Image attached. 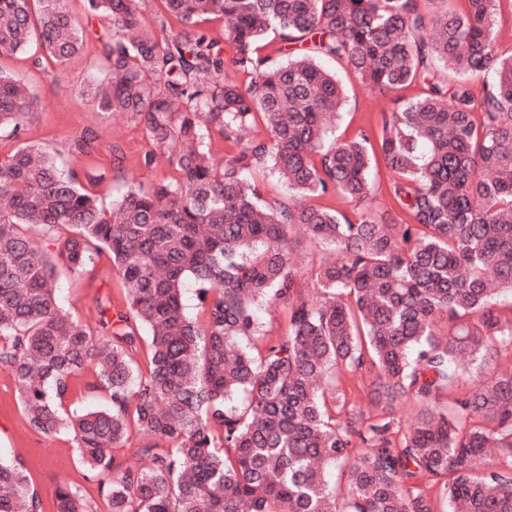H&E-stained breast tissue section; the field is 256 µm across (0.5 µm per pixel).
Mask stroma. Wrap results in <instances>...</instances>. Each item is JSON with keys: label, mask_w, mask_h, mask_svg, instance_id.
I'll list each match as a JSON object with an SVG mask.
<instances>
[{"label": "stroma", "mask_w": 512, "mask_h": 512, "mask_svg": "<svg viewBox=\"0 0 512 512\" xmlns=\"http://www.w3.org/2000/svg\"><path fill=\"white\" fill-rule=\"evenodd\" d=\"M69 8L75 21L87 29L86 44L79 55L65 65L41 68L33 64L28 54H13L0 58V66L18 75L41 99L42 111L29 125L27 140L41 145L59 162L73 164L77 172L96 167L107 169L106 179L95 186L94 192L100 202L108 205L130 183L147 185L171 174L172 169L163 161L145 167L143 155L150 144L143 127L126 114L97 111L83 94L90 77L105 70L98 42L103 25L101 21L89 20L83 0H69ZM326 66L336 72L346 91V105L336 127V137L344 140L361 132L377 135L382 115L393 109L395 96L371 92L346 64L330 60ZM89 129L99 136L98 152L71 160L70 141ZM58 287L64 307L90 326L95 325L98 317V300L108 299L116 306L125 302L121 278L105 253L96 258L82 277L61 275ZM0 456L23 462L41 496L43 512H56L55 493L64 484L80 487L92 512H102L104 502L98 486L86 481L72 441L64 436L47 438L28 428L14 379L3 369H0Z\"/></svg>", "instance_id": "1"}]
</instances>
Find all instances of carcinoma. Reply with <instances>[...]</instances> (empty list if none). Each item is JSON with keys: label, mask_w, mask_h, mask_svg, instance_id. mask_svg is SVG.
I'll use <instances>...</instances> for the list:
<instances>
[{"label": "carcinoma", "mask_w": 512, "mask_h": 512, "mask_svg": "<svg viewBox=\"0 0 512 512\" xmlns=\"http://www.w3.org/2000/svg\"><path fill=\"white\" fill-rule=\"evenodd\" d=\"M85 2L109 24L94 105L142 125L144 164L162 157L176 175L105 207L85 184L106 169L82 181L23 140L41 101L0 66V135L17 142L0 157V367L29 428L70 438L107 512H435L437 497L448 512H512V55L496 46L512 0L432 14L421 0H161L155 27L179 24L162 42L139 0ZM211 14L229 60L199 27ZM270 34L279 63L259 53ZM84 42L67 0H0V57L35 44V63L62 65ZM324 59L372 91L421 89L382 113L377 145L339 141L345 91ZM212 129L239 147L220 163ZM97 146L88 131L69 153ZM379 159L405 221L372 207ZM259 168L297 203L266 200ZM331 192L354 212L301 203ZM302 239L328 251L315 300L292 263ZM104 250L126 305L99 306L92 330L62 305L57 262L80 276ZM277 301L288 329L272 338L258 309ZM473 364V388L450 396ZM88 369L111 404L72 410ZM343 371L373 374L369 411L336 386ZM404 398L419 404L405 428ZM133 432L132 462L115 465ZM56 509L92 512L67 485ZM0 512H42L22 464L2 458Z\"/></svg>", "instance_id": "obj_1"}]
</instances>
